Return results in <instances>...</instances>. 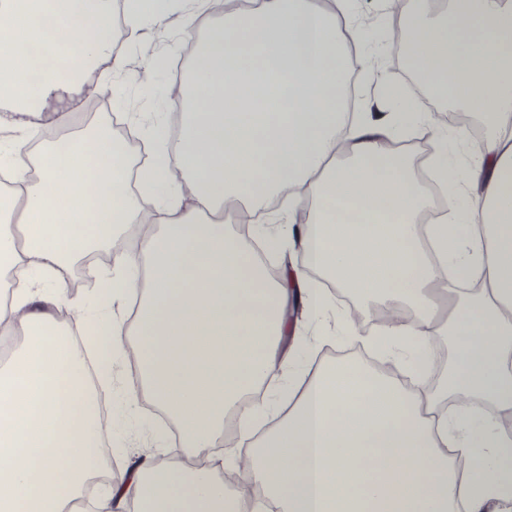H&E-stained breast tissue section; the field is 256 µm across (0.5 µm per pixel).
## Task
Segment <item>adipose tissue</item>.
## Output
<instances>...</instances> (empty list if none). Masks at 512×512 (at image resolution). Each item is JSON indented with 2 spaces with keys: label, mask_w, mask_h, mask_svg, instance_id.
I'll use <instances>...</instances> for the list:
<instances>
[{
  "label": "adipose tissue",
  "mask_w": 512,
  "mask_h": 512,
  "mask_svg": "<svg viewBox=\"0 0 512 512\" xmlns=\"http://www.w3.org/2000/svg\"><path fill=\"white\" fill-rule=\"evenodd\" d=\"M253 2L197 44L175 153L156 149L132 168L106 124L46 146L0 145L14 181L0 194V273L11 288L0 327L20 340L0 368V512H63L99 468L97 393L53 308L72 261L116 247L148 215L129 189L132 172L156 202L158 228L113 269L91 272L104 308L118 294L136 305L129 324L81 320L104 380L136 336L145 393L183 447L205 457L223 447L234 414L247 448L243 480L270 512H490L512 501V437L500 422L512 416V0H450L436 19L430 0L399 9L430 93L485 119L466 167L446 144H465L467 129L450 138L418 117L440 143L430 166L448 197V215L430 224L420 221L429 199L411 161L383 145L390 126L351 121L346 110L350 45L362 27L351 0ZM111 3L0 0V101L22 117L49 97L87 93L82 75L93 63L122 73ZM47 15L63 71L29 52ZM282 194L302 216L305 269L291 292L220 218L225 203L257 213ZM346 211L357 220L345 221ZM323 278L400 309L372 337L376 349L412 353L449 336L456 361L433 390L358 360L315 365L278 426L255 434L263 406L241 407V397L277 379L290 357L281 347L288 299L321 313ZM451 395L460 399L452 417ZM116 502L133 512H241L212 470L150 457L118 476L96 512Z\"/></svg>",
  "instance_id": "ef3b65f1"
}]
</instances>
